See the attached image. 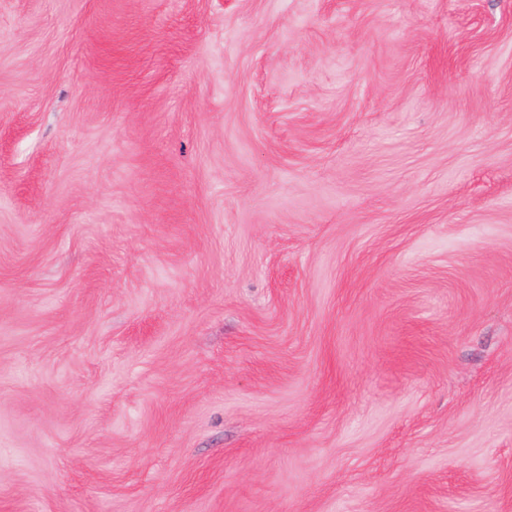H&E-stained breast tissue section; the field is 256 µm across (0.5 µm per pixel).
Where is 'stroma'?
<instances>
[{"instance_id": "1", "label": "stroma", "mask_w": 512, "mask_h": 512, "mask_svg": "<svg viewBox=\"0 0 512 512\" xmlns=\"http://www.w3.org/2000/svg\"><path fill=\"white\" fill-rule=\"evenodd\" d=\"M0 512H512V0H0Z\"/></svg>"}]
</instances>
